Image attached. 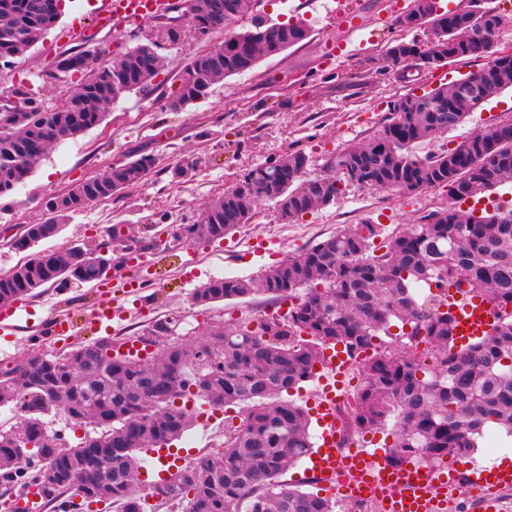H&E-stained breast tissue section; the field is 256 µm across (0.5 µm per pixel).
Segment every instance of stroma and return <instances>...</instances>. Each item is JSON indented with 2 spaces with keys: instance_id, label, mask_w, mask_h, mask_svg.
<instances>
[{
  "instance_id": "obj_1",
  "label": "stroma",
  "mask_w": 512,
  "mask_h": 512,
  "mask_svg": "<svg viewBox=\"0 0 512 512\" xmlns=\"http://www.w3.org/2000/svg\"><path fill=\"white\" fill-rule=\"evenodd\" d=\"M103 2L66 0L57 25L16 58L9 70L14 85L35 93L48 106L58 105L63 94L76 86L74 80L50 76L57 56L69 46L91 39L98 49L97 60L103 64L116 50L135 46L153 32L156 22L152 19L122 33L95 25L93 18ZM345 3L361 16L364 36L361 42L333 55L328 53V45L343 42L346 34L332 19L315 14L302 0H264L260 14L274 22L305 19L312 36L275 58L261 60L251 72L225 78L205 97L174 110L170 104L179 93L184 65L203 48L191 33H184L179 48L165 51V68L151 93L122 96L99 126L52 147L30 178L0 200V231L20 219L28 224L42 222L41 199L46 194L65 189L110 164L153 156L155 166L138 184L111 199L109 209H84L59 236L41 242L40 247L93 246L108 239L116 258L134 248L150 252L151 269L144 276L147 286L140 293L124 292L127 271L115 274L112 297L125 312L105 322L103 334L126 338L149 320L178 315L187 338L198 339L228 318L257 319L274 306L270 298L258 293L234 304L218 303L202 310L191 303V294L200 284L230 276L256 281L288 255L336 234L345 225L367 220L383 225L386 233H396L446 206L448 194L441 189L405 193L350 185L329 206L296 221L283 220L274 206L266 203L255 223L241 225L222 242L173 241L179 225L199 220L211 201L251 168L302 150L312 160L307 176L326 174L330 156L347 144L372 137L400 97L419 95L460 79L484 63L483 58L469 56L435 69L404 73L402 65L388 62L386 51L396 43L424 37L423 31L405 29L395 22L407 0ZM77 17L83 20L81 34L64 42L62 31ZM511 115L512 90H507L471 112L440 142L454 145ZM189 159L195 163L194 171L177 175V168ZM112 229L117 232L113 238L108 235ZM100 298L90 285L39 289L22 301L30 311L29 320L17 322L12 336H0V360L87 342L84 319ZM59 315L71 323L68 334L53 341L40 336L42 323ZM193 410L194 423L178 440V447L196 457L219 450L224 420L236 415V408L216 411L198 402ZM510 452L512 437L492 430L458 466L503 465Z\"/></svg>"
}]
</instances>
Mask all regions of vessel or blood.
<instances>
[{
  "instance_id": "1",
  "label": "vessel or blood",
  "mask_w": 512,
  "mask_h": 512,
  "mask_svg": "<svg viewBox=\"0 0 512 512\" xmlns=\"http://www.w3.org/2000/svg\"><path fill=\"white\" fill-rule=\"evenodd\" d=\"M172 0H105L101 21L113 31H123L142 20L169 10ZM327 16L352 35L362 33V24L356 11L342 7L340 0H324ZM325 383L318 406L321 421V444L312 455L315 471L328 492L341 500H357L367 495H380L388 512H440L447 496L457 488L459 472L449 467L447 473L435 474L425 469L407 466L394 467L371 454L360 452L346 457L336 455L329 441L336 432L332 408L335 383L340 376L333 360H326ZM470 485L485 483L506 488L512 486V470L494 467L469 475Z\"/></svg>"
}]
</instances>
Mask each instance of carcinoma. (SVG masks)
Wrapping results in <instances>:
<instances>
[{
  "label": "carcinoma",
  "mask_w": 512,
  "mask_h": 512,
  "mask_svg": "<svg viewBox=\"0 0 512 512\" xmlns=\"http://www.w3.org/2000/svg\"><path fill=\"white\" fill-rule=\"evenodd\" d=\"M61 2L0 0L1 68L56 26ZM205 2L192 29L204 30L208 39L224 30V51L204 54L195 79L181 84L173 109L311 35L303 20L275 23L253 14L251 0ZM248 15L250 24L229 28ZM397 23L432 32L446 46L433 56L435 67L467 56L489 61L448 86L397 100L372 139L328 159L332 177H304L311 159L300 150L276 166L254 167L199 222L180 225L179 237L188 243L223 240L252 223L273 183L288 201L290 221L330 205L349 183L406 193L444 188L448 206L380 243L381 228L366 220L270 268L261 291L295 300L280 323L263 318L253 329L249 320L228 319L196 341L182 336L180 320L169 317L138 337L155 346L145 355L100 337L63 354L36 351L1 362L0 406L21 414L16 423L0 425L4 481L22 488L36 466L45 473L37 487L49 507L77 496L84 504L96 501L108 474L110 503L120 512H147L150 496L181 506V512H335L332 500L282 479L311 448L308 412L290 391L313 378L329 349L357 362L364 378L348 428L368 432L393 422L385 452L391 465L415 460L430 470L446 467L472 453L489 427L512 435V209L476 216L458 206L512 181V117L453 147L416 152L512 88V55L495 54L493 42L483 38L499 28L502 16L488 0H466L453 11L439 0H411ZM181 36L180 27L156 30L105 65H92V58L73 61L70 71L82 74L86 94L64 101L58 112L19 86L11 90L19 103L13 112L0 111V198L29 178L52 144L100 125L122 95L153 86L161 72L156 44L172 47ZM427 53L418 41L388 51L395 64L405 55ZM154 165L155 158L142 156L105 168L92 186L76 183L50 194L43 200L46 221L29 226L15 249L27 251L58 236L74 214L99 198L121 195ZM95 279L96 268L74 246H63L29 255L0 278V298L15 301L47 286ZM452 288L480 299L495 316L487 331L466 343L459 341L457 319L448 309ZM254 291L249 279L216 278L195 289L192 302L209 307ZM191 395L212 407L241 408L239 423L227 424L221 451L138 486L140 454L170 449L192 424V412L179 404ZM57 412L93 432L74 446L62 444L47 420Z\"/></svg>",
  "instance_id": "obj_1"
}]
</instances>
